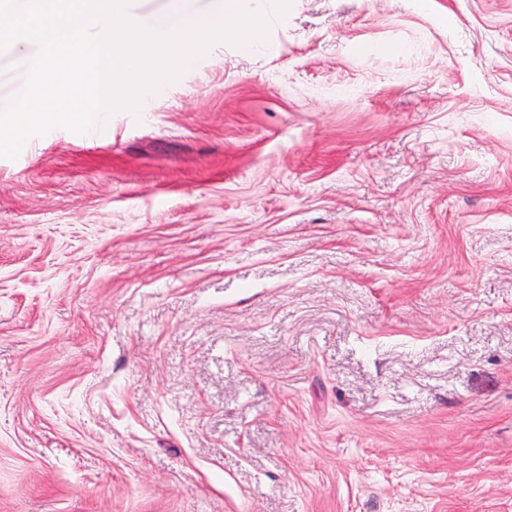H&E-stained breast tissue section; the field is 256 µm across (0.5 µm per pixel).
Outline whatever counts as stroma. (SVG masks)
Instances as JSON below:
<instances>
[{
    "label": "stroma",
    "instance_id": "obj_1",
    "mask_svg": "<svg viewBox=\"0 0 512 512\" xmlns=\"http://www.w3.org/2000/svg\"><path fill=\"white\" fill-rule=\"evenodd\" d=\"M0 512H512V0H291L0 158Z\"/></svg>",
    "mask_w": 512,
    "mask_h": 512
}]
</instances>
